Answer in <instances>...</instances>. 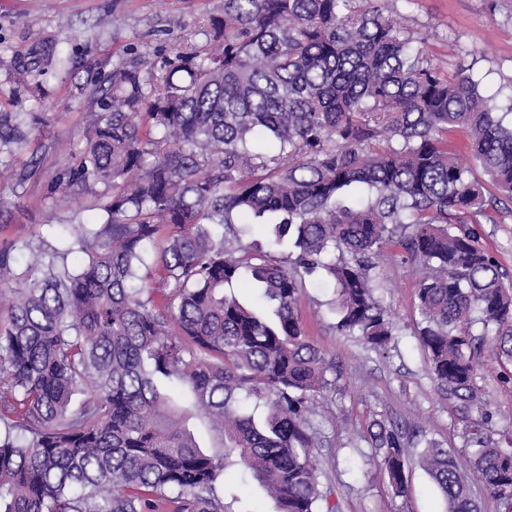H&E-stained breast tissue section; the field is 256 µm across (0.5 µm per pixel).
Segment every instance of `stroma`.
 I'll use <instances>...</instances> for the list:
<instances>
[{
  "label": "stroma",
  "instance_id": "35a3bbf8",
  "mask_svg": "<svg viewBox=\"0 0 512 512\" xmlns=\"http://www.w3.org/2000/svg\"><path fill=\"white\" fill-rule=\"evenodd\" d=\"M224 0H0V112L28 116L27 141L0 154V236L56 244L63 224L93 222L92 204L103 185L76 190L58 203L54 183L70 158L59 143L81 142L86 112L108 86L117 62L162 76L179 50L202 47L201 29L222 16ZM402 36L424 49L448 73L470 68L488 93L512 95V0H399ZM477 230L512 276V200ZM376 293L396 335L388 356L337 332L330 289L308 286L300 311L311 341L335 362L336 391L321 403L318 449L325 482L338 512H443L444 503L420 467L409 473L407 499L393 497L368 431L374 422L396 425L419 443L450 448L462 470L473 458L468 430L483 421L495 441L512 437V382L502 377L493 341L480 355L481 410H469L437 390L417 336L415 273L384 256Z\"/></svg>",
  "mask_w": 512,
  "mask_h": 512
}]
</instances>
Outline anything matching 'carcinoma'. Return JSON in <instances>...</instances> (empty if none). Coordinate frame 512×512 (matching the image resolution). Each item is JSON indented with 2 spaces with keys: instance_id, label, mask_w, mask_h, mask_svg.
I'll return each instance as SVG.
<instances>
[{
  "instance_id": "obj_1",
  "label": "carcinoma",
  "mask_w": 512,
  "mask_h": 512,
  "mask_svg": "<svg viewBox=\"0 0 512 512\" xmlns=\"http://www.w3.org/2000/svg\"><path fill=\"white\" fill-rule=\"evenodd\" d=\"M395 2L224 0L214 49L177 52L160 81L113 69L55 183L64 199L111 189L103 221L63 225V250L26 244L21 271L16 242H0V512H235L229 469L276 512H336L316 427L335 367L298 305L309 281L332 287L336 330L388 353L386 251L417 274L438 388L478 404L477 326L512 364V280L470 228L512 199V101L432 65L397 31ZM25 140L24 116L1 112L0 148ZM255 226L266 244L243 242ZM235 283L264 304L227 294ZM173 381L224 453L197 445ZM370 437L398 497L416 462L445 512H478L475 481L499 512L512 502V441L472 429L467 474L439 443L415 455L396 428Z\"/></svg>"
}]
</instances>
